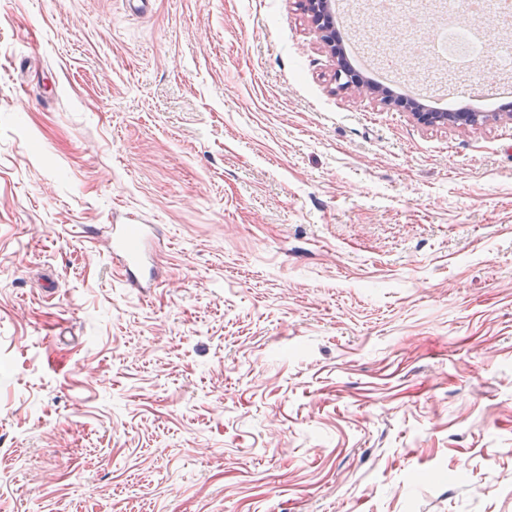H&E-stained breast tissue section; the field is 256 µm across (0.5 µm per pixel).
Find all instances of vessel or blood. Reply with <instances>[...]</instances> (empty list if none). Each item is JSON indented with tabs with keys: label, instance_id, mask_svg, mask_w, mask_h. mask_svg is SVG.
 <instances>
[{
	"label": "vessel or blood",
	"instance_id": "b4317fda",
	"mask_svg": "<svg viewBox=\"0 0 512 512\" xmlns=\"http://www.w3.org/2000/svg\"><path fill=\"white\" fill-rule=\"evenodd\" d=\"M154 231L151 224H110L105 230L110 256L124 269L126 284L144 294L152 288V256L148 246Z\"/></svg>",
	"mask_w": 512,
	"mask_h": 512
}]
</instances>
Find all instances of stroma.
Masks as SVG:
<instances>
[{
  "instance_id": "1",
  "label": "stroma",
  "mask_w": 512,
  "mask_h": 512,
  "mask_svg": "<svg viewBox=\"0 0 512 512\" xmlns=\"http://www.w3.org/2000/svg\"><path fill=\"white\" fill-rule=\"evenodd\" d=\"M336 9L403 94H512L497 13L456 68L444 0ZM335 69L298 0H0V512H512V122ZM334 82L338 86H344V90L353 89L375 99L379 103L388 104V101H383L386 97V89L375 86L373 83L360 76L353 77L352 75L343 74L339 71V68H337L334 74ZM420 103L404 102L403 106L418 124L428 127L477 126L499 119L512 121V112H427ZM105 240L109 243L113 264L117 263L125 271V282L130 288L140 289L146 294L155 286L153 268L150 266L152 256L148 245L153 239V224H107L104 227ZM131 234L137 236L134 243L128 241Z\"/></svg>"
}]
</instances>
